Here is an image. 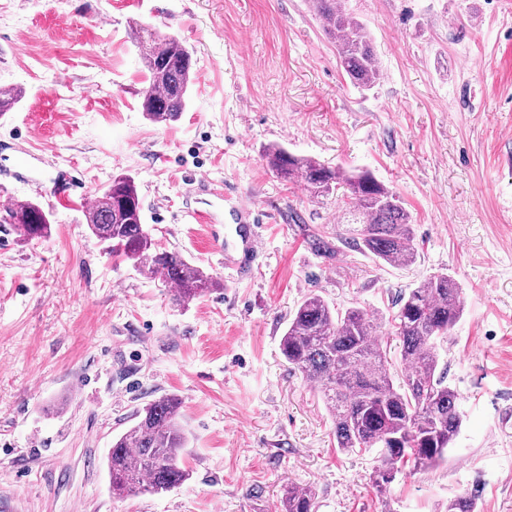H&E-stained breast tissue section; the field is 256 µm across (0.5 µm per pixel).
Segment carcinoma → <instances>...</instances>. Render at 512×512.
I'll list each match as a JSON object with an SVG mask.
<instances>
[{"mask_svg":"<svg viewBox=\"0 0 512 512\" xmlns=\"http://www.w3.org/2000/svg\"><path fill=\"white\" fill-rule=\"evenodd\" d=\"M327 33L336 43L340 68L351 84L370 89L380 79L378 56L363 23L340 0H316ZM134 41L153 92L140 106L146 118L167 125L184 111L194 82L192 52L175 36L150 24H135ZM22 92L0 90V115L12 111ZM269 168L288 182H299L315 199L336 194L342 223L355 224L356 245L391 266H409L417 257L412 216L392 188L368 172L293 155L280 145L264 149ZM85 214L93 236L112 256L140 272L160 274L175 286L174 300L205 295L214 280L179 252L158 245L143 224L142 203L134 178L121 174ZM20 234L38 239L51 231L49 214L23 202L9 211ZM464 311L462 289L445 272L433 274L403 295L388 320L361 307L340 311L317 294L307 296L288 321L281 338L285 360L315 384L326 405L337 448L345 452L380 449V477L388 484L411 462L428 468L444 459L460 432L463 416L456 391L438 372L439 342L448 337ZM387 327L400 343L404 371L399 383L378 331ZM182 399L167 394L137 411L136 422L112 440L106 460L112 495L118 498L170 491L189 479L182 464L186 435L180 422ZM314 488H293L278 512H316Z\"/></svg>","mask_w":512,"mask_h":512,"instance_id":"carcinoma-1","label":"carcinoma"}]
</instances>
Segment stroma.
<instances>
[{"instance_id":"stroma-1","label":"stroma","mask_w":512,"mask_h":512,"mask_svg":"<svg viewBox=\"0 0 512 512\" xmlns=\"http://www.w3.org/2000/svg\"><path fill=\"white\" fill-rule=\"evenodd\" d=\"M381 78L355 88L310 0H0V195L50 214L42 239L0 209V512H275L285 486L317 512H512V0H345ZM194 52L178 121L140 109L147 86L130 21ZM278 144L371 172L412 215L415 262L353 245L335 198L313 199L262 157ZM134 177L159 243L220 285L176 304L164 279L112 258L64 179L98 194ZM204 176L252 203L260 267L231 282L219 260L227 201L191 195ZM212 213L200 224L190 210ZM438 272L464 314L440 350L463 424L446 457L373 489L376 452L344 453L321 397L280 339L310 294L389 315ZM183 400L191 478L113 498L106 457L135 413Z\"/></svg>"}]
</instances>
